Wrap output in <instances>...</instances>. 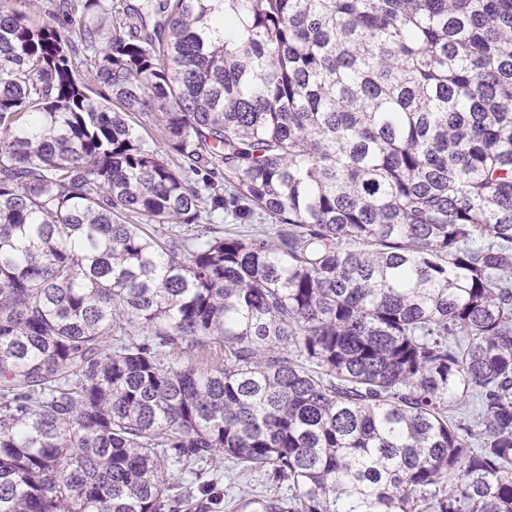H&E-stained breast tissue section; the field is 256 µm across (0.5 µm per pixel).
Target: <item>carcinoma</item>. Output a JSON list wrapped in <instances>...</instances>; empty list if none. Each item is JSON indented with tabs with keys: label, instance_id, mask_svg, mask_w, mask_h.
I'll return each mask as SVG.
<instances>
[{
	"label": "carcinoma",
	"instance_id": "obj_1",
	"mask_svg": "<svg viewBox=\"0 0 512 512\" xmlns=\"http://www.w3.org/2000/svg\"><path fill=\"white\" fill-rule=\"evenodd\" d=\"M24 2L0 512H512V0ZM216 225L224 231V234L226 232H233V233H239V234H249L251 231L250 224H264L265 221L259 219L257 216L252 219L248 223H243L244 221L238 219L235 208L226 206L224 208V213L216 214L214 218ZM221 463L219 465V472L217 474L221 477V487L224 489L225 497L224 501L220 505V509H206V511L211 512H251V511H242L237 508H234L235 504L238 503V499L241 497H251L255 495L265 496V497H277L286 495L288 493V483L284 482L283 484H267L264 482L263 478L259 476V474H249V473H241V474H232L229 471V463L225 459L220 460ZM224 472V476H223ZM229 472V473H228ZM231 477V480H229ZM231 482V484H230ZM228 495V496H227ZM229 496L232 499H235V503L232 505L228 504ZM230 505V506H229Z\"/></svg>",
	"mask_w": 512,
	"mask_h": 512
}]
</instances>
